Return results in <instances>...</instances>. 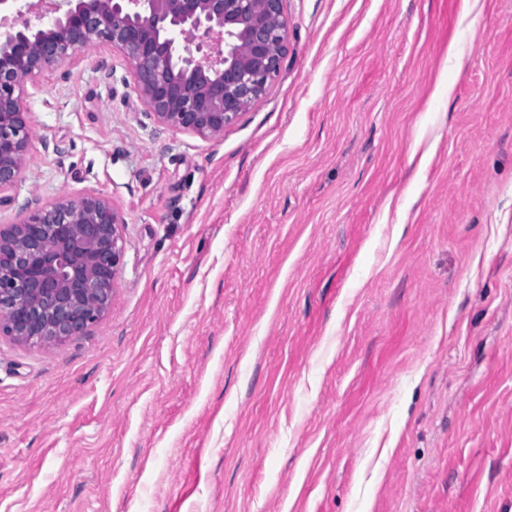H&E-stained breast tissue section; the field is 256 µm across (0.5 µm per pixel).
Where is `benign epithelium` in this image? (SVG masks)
Returning a JSON list of instances; mask_svg holds the SVG:
<instances>
[{
    "label": "benign epithelium",
    "instance_id": "obj_1",
    "mask_svg": "<svg viewBox=\"0 0 512 512\" xmlns=\"http://www.w3.org/2000/svg\"><path fill=\"white\" fill-rule=\"evenodd\" d=\"M287 0H0V195L32 139L25 86L106 47L127 61L158 126L219 139L262 100L288 55ZM37 19L16 25L9 14ZM98 194L26 205L0 226V336L53 345L106 312L123 265L122 227Z\"/></svg>",
    "mask_w": 512,
    "mask_h": 512
}]
</instances>
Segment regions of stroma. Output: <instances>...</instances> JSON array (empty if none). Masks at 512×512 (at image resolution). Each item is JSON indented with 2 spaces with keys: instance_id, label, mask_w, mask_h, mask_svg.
<instances>
[{
  "instance_id": "1",
  "label": "stroma",
  "mask_w": 512,
  "mask_h": 512,
  "mask_svg": "<svg viewBox=\"0 0 512 512\" xmlns=\"http://www.w3.org/2000/svg\"><path fill=\"white\" fill-rule=\"evenodd\" d=\"M287 12L218 140L114 51L27 86L0 225L100 194L125 258L83 335L0 336V512H512V0Z\"/></svg>"
}]
</instances>
